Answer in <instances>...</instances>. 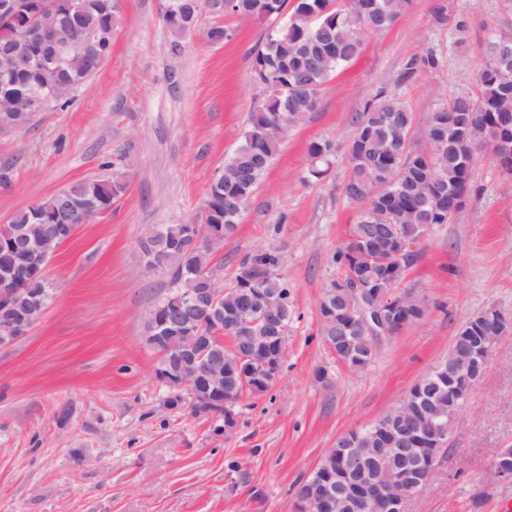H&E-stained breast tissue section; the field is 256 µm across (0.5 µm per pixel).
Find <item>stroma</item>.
<instances>
[{
	"mask_svg": "<svg viewBox=\"0 0 512 512\" xmlns=\"http://www.w3.org/2000/svg\"><path fill=\"white\" fill-rule=\"evenodd\" d=\"M165 6L120 0L112 53L72 104L0 136V224L81 179L126 185L59 248L42 319L0 347V512H293L297 483L337 437L392 410L447 359L472 316L492 306L512 315V171L487 154L464 210L431 227L408 271L405 284L425 296L428 314L383 339L361 372L337 362L320 336L332 257L358 214L341 192L351 116L382 90L419 117L477 96L488 42L512 35V0H411L289 130L236 235L212 258L226 283L247 250L280 246L295 318L277 382L244 398L230 429L189 405L167 407L145 341L167 277L146 268L142 242L152 226L199 218L262 96L251 53L264 26L224 16L233 35L215 45L205 36L214 18L203 13L177 39ZM430 53L435 67L400 81L408 59ZM317 141L333 151L315 179ZM452 446L411 512H512V482L489 472L497 450L512 446V334L495 345Z\"/></svg>",
	"mask_w": 512,
	"mask_h": 512,
	"instance_id": "35a3bbf8",
	"label": "stroma"
}]
</instances>
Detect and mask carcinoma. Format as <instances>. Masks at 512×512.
Segmentation results:
<instances>
[{"mask_svg":"<svg viewBox=\"0 0 512 512\" xmlns=\"http://www.w3.org/2000/svg\"><path fill=\"white\" fill-rule=\"evenodd\" d=\"M18 13L24 17L56 23L59 17L44 12L46 0H16ZM410 0H299L288 10L287 20L269 26L252 54L251 68L265 67L273 74L288 69L281 80L288 83V117L304 121L319 104L322 87L344 65L357 57L365 39L391 26L408 8ZM288 0H237L240 16L256 22L278 16ZM120 23L115 0H83L81 14L57 27L62 40L78 42L96 35V49L91 56L67 62L59 57L49 61L43 70L22 72L8 82L0 80V124L18 130L31 125L24 94H38L48 83L65 91L71 84H84L106 63L112 52V30ZM488 63L478 76L477 97L458 96L441 103L416 118L410 105L393 95H383L366 104L351 117L353 127L347 147L349 176L341 191L346 199L359 206L356 224L349 241L333 256L345 282L344 290L331 281L321 301L336 303L341 324L324 318L322 335L336 337L333 351L336 359L354 372L367 369L375 360L378 348H361L348 340L361 330L359 300L381 305L383 300L404 282L408 269L419 254V247L434 224H448L454 214L466 205L471 192L472 169L466 165L474 146L463 135L461 124L468 118L479 121L493 140L512 143V100L504 90L512 89V69L498 65L497 42L486 48ZM437 65L433 54L421 59L410 58L400 75L405 82L413 77L419 65ZM279 96L267 92L263 102L249 114L248 128L241 143L224 163L220 176L209 184L201 221L162 224L154 228L143 242L147 266L157 268L172 254L183 258V265L167 272L166 293L152 306L148 316L147 344L158 355L157 367L167 376L168 403L182 404L186 391L181 388L188 366L193 363L183 333L165 325L170 314L186 309V297L207 287L212 277L213 253L196 244L189 227L206 232L219 231L228 239L238 229L240 217L259 183L279 153L283 138L277 135L280 124ZM419 125L425 145L412 140L411 131ZM125 191L117 178L76 181L63 194H54L35 207L19 210L7 224H0V278L34 255L12 247L21 229L39 224L53 233L59 224H83L96 208L112 207L114 199ZM395 224L399 229V252L395 255L387 244L376 241L378 226ZM283 254L274 245L247 252L241 260L232 289L224 297V314L251 304L254 289L244 288L251 270L280 267ZM361 283L371 295L354 292ZM257 287L267 296L281 297L282 323L288 328L294 317V305L288 283L280 276H263ZM9 304L0 303V327L9 323L23 308L40 319L53 296L44 277L29 276L18 285ZM478 327L481 336H497L498 329L488 320L472 318L455 336L451 350L470 353L467 334ZM200 335L212 348L221 350L224 358V384L211 386V394L223 401L218 414L224 424L233 425L235 406L246 396H260L268 384L256 377L261 364L278 356L273 340L263 327L251 330L253 343L242 351L240 334L231 331L227 319L207 317L196 325ZM450 384L441 381L432 387L427 399L446 409Z\"/></svg>","mask_w":512,"mask_h":512,"instance_id":"cac0c4a2","label":"carcinoma"}]
</instances>
